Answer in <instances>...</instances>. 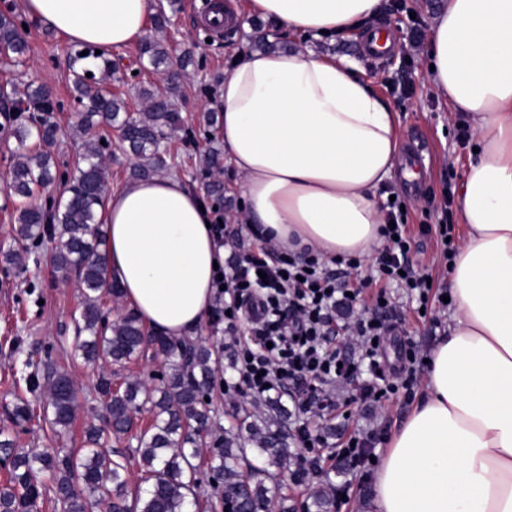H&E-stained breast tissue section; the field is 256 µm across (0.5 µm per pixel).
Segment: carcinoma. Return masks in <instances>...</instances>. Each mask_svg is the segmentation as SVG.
Here are the masks:
<instances>
[{"label": "carcinoma", "mask_w": 512, "mask_h": 512, "mask_svg": "<svg viewBox=\"0 0 512 512\" xmlns=\"http://www.w3.org/2000/svg\"><path fill=\"white\" fill-rule=\"evenodd\" d=\"M180 11L179 0H162L155 7V28L171 24ZM26 19L14 9L0 11V54L19 63L28 46ZM88 54L81 55V52ZM140 68L159 70L176 67L182 71L194 65L183 56L171 60L168 47L159 39L141 44ZM119 73L108 54L95 53V47L78 45L70 53L68 79L81 110L74 113L75 128L85 134L95 118L120 131L122 144L136 156L134 175L149 177L167 166L165 143L181 131L188 140L195 138L191 127L182 126L173 98L178 86L173 81L136 86L135 95L144 103L141 112H131L127 103L112 94L108 81ZM35 108L31 119L8 123L9 137L17 144L10 187L21 199L16 207L14 241L17 248L4 252V260L22 269L33 254L32 244L47 240L54 244L50 260L54 268L72 276L82 290V308L75 319L76 331L85 338L78 345L79 355L103 366L94 385L95 399L107 412L106 427L90 425L77 449L19 448L15 437L0 430V452L8 462V484L0 488V512H38L43 495V478L53 484L55 512H90L106 503L109 512H188L198 500L200 464L220 478L219 498L232 512H295L290 498L281 492L282 476L295 485L312 489L309 512H335L336 496L331 486L314 487V470L297 464L290 451L288 411L276 402L265 410L241 405L236 408L234 425L218 430L210 397L219 361L203 342H188L170 336L148 337L139 317L129 312L108 322L102 297L118 300L120 288L112 282L106 260L107 238L98 213L104 205L105 156L109 145L91 138L84 143L81 161L62 170L52 147L58 134L53 115L60 108L53 91L46 85L29 83L20 90L13 85L3 90L0 111L10 113ZM198 179L204 195L224 204V183L214 173L224 169L223 144L211 138ZM55 189L56 196L45 205L37 203L43 194ZM153 345L167 361V371L156 385L127 379L114 386L112 372L104 366H119L139 358ZM31 392L44 393L32 403L21 399L8 412L15 427H23L35 417L60 434L72 424L77 404L75 388L67 374L47 362L25 377ZM148 412L151 423L136 428L137 415ZM131 435L136 441L143 482L147 487L127 495V456L110 451L112 437Z\"/></svg>", "instance_id": "1"}]
</instances>
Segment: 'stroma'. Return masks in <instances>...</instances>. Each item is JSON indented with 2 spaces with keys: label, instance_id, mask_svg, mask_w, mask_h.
Listing matches in <instances>:
<instances>
[{
  "label": "stroma",
  "instance_id": "35a3bbf8",
  "mask_svg": "<svg viewBox=\"0 0 512 512\" xmlns=\"http://www.w3.org/2000/svg\"><path fill=\"white\" fill-rule=\"evenodd\" d=\"M240 9L239 21L227 32L205 38L200 0H181L182 9L172 19L165 33L148 29L147 37H163L172 55L190 54L195 65L182 75L175 107L186 124L198 129L199 143L187 144L173 138L170 153L175 158L168 168L188 185H195V164L205 152L203 143L211 137L202 117L213 107L212 99L201 92L214 76L223 75L227 60L236 47L260 45L265 32L275 33L283 45H310L316 52L344 58L359 64L361 75L368 81L398 116L400 163L388 182L406 203L409 221L417 225L435 223L434 203L440 202L449 187L457 186L462 172L473 154L474 140L460 141L456 128L464 116L451 111L442 96L436 93L428 74L424 47L415 46L418 34L426 32L433 18L445 7L446 0H386L385 13L377 24L393 36L392 48L379 62L368 60L362 50L365 34H344L321 41L303 35H286L276 25L257 18L247 11L248 0H226ZM29 51L24 66H13L0 55V85L10 82L24 86L35 81L51 86L63 105L57 120L63 130L53 151L60 165L72 166L83 152L84 136L72 133L69 124L73 115L70 93L64 79L67 54L71 43L64 36L39 21L29 23ZM11 150L0 132V253L13 245V216L17 202L10 194ZM82 302L79 286L62 272L46 264H29L23 275L0 263V428L6 426L5 412L17 397L26 396L24 377L27 364L42 365L52 361L66 372L77 390L78 409L70 431L55 434L41 420L28 424L17 436L22 448H71L81 443L84 428L99 422L103 409L94 399L97 369L75 357L74 320ZM194 340L209 344L221 358L215 373L214 399L219 405L222 426H229L234 398L224 393L222 384L230 378L234 337L225 334L224 322L217 313H210L193 335ZM413 341L420 350L430 351L435 342L428 325L407 318L399 323L383 352V365L390 380H397L402 364L400 349ZM355 385L337 383L336 398L350 401L349 416L330 415L322 420L328 428L329 444H336L348 433L365 430L389 436L417 405V398L403 394L390 395L375 402L358 398ZM326 481L347 485L349 494L339 504L338 512H370L373 495L371 479L359 476L340 477L336 461H329Z\"/></svg>",
  "mask_w": 512,
  "mask_h": 512
}]
</instances>
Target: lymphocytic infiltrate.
I'll list each match as a JSON object with an SVG mask.
<instances>
[{
	"mask_svg": "<svg viewBox=\"0 0 512 512\" xmlns=\"http://www.w3.org/2000/svg\"><path fill=\"white\" fill-rule=\"evenodd\" d=\"M401 205L398 199L385 203L384 245L369 267L357 256L329 262L308 247L286 251L271 244L234 252L224 262L225 327L244 337L234 358L235 376L256 398H291L301 415L296 432L311 460L322 461L326 443L309 424L334 411L330 388L336 381L357 380L362 398L377 401L417 382L415 365L422 355L410 343L401 348L400 384L385 382L380 373L383 347L403 314L393 289H402L413 312L423 313L431 327L439 325L432 287L426 274L415 270L411 251L415 233H433L443 242V259L452 260L453 227L444 214L439 223L412 231ZM364 298L372 307L356 321L361 352L348 359L335 347L344 327L341 313Z\"/></svg>",
	"mask_w": 512,
	"mask_h": 512,
	"instance_id": "obj_1",
	"label": "lymphocytic infiltrate"
}]
</instances>
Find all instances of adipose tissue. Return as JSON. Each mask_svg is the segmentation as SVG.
I'll list each match as a JSON object with an SVG mask.
<instances>
[{
	"label": "adipose tissue",
	"mask_w": 512,
	"mask_h": 512,
	"mask_svg": "<svg viewBox=\"0 0 512 512\" xmlns=\"http://www.w3.org/2000/svg\"><path fill=\"white\" fill-rule=\"evenodd\" d=\"M315 39L349 33L385 0H250ZM152 0H21L72 43L109 51L146 33ZM431 82L470 119L477 153L457 189L463 239L448 268L456 307L425 393L388 437L374 512H512V0H447L426 36ZM216 107L241 182L240 223L284 249L372 256L379 191L399 160L397 116L358 69L308 47L242 48ZM213 207L175 175L127 182L104 211L109 272L151 332L204 322L224 249Z\"/></svg>",
	"instance_id": "adipose-tissue-1"
}]
</instances>
